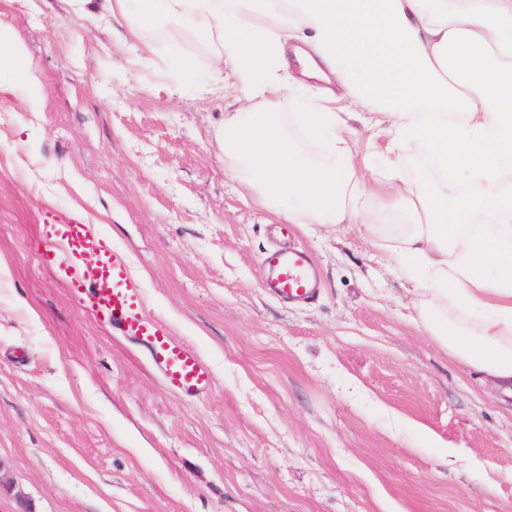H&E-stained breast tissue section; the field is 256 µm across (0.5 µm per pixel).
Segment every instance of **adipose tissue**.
I'll use <instances>...</instances> for the list:
<instances>
[{
	"label": "adipose tissue",
	"mask_w": 512,
	"mask_h": 512,
	"mask_svg": "<svg viewBox=\"0 0 512 512\" xmlns=\"http://www.w3.org/2000/svg\"><path fill=\"white\" fill-rule=\"evenodd\" d=\"M125 28L185 25L236 74L224 164L290 224L394 216L382 249L418 295L424 328L512 386V0H74ZM385 125L384 175L366 185L349 107ZM426 159L413 180L406 161Z\"/></svg>",
	"instance_id": "adipose-tissue-1"
}]
</instances>
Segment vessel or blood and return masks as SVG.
<instances>
[{
    "label": "vessel or blood",
    "mask_w": 512,
    "mask_h": 512,
    "mask_svg": "<svg viewBox=\"0 0 512 512\" xmlns=\"http://www.w3.org/2000/svg\"><path fill=\"white\" fill-rule=\"evenodd\" d=\"M49 230L58 249L53 264L83 290L98 319L146 350L169 391L208 395L214 384L210 370L192 347L146 314L141 285L130 275L126 257L107 248L89 225L66 222ZM259 265L263 288L281 300L303 301L313 295L316 268L306 251L273 248L261 255Z\"/></svg>",
    "instance_id": "b4317fda"
}]
</instances>
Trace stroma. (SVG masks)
Here are the masks:
<instances>
[{
    "label": "stroma",
    "instance_id": "obj_1",
    "mask_svg": "<svg viewBox=\"0 0 512 512\" xmlns=\"http://www.w3.org/2000/svg\"><path fill=\"white\" fill-rule=\"evenodd\" d=\"M0 28L45 88L31 111L0 68V512H512V396L409 320L385 215L295 225L319 296L262 288L279 218L224 166L209 44L165 29L142 62L69 0H0ZM57 214L126 255L210 395L43 264Z\"/></svg>",
    "mask_w": 512,
    "mask_h": 512
}]
</instances>
